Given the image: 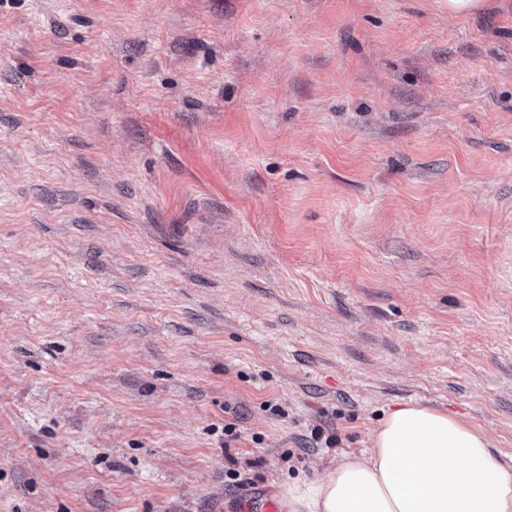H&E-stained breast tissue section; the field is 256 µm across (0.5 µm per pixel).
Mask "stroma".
I'll list each match as a JSON object with an SVG mask.
<instances>
[{"label": "stroma", "mask_w": 512, "mask_h": 512, "mask_svg": "<svg viewBox=\"0 0 512 512\" xmlns=\"http://www.w3.org/2000/svg\"><path fill=\"white\" fill-rule=\"evenodd\" d=\"M409 404L512 457V0H0V512H228Z\"/></svg>", "instance_id": "obj_1"}]
</instances>
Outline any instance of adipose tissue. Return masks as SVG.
Masks as SVG:
<instances>
[{"instance_id": "obj_1", "label": "adipose tissue", "mask_w": 512, "mask_h": 512, "mask_svg": "<svg viewBox=\"0 0 512 512\" xmlns=\"http://www.w3.org/2000/svg\"><path fill=\"white\" fill-rule=\"evenodd\" d=\"M283 490L289 512H512V462L479 426L409 405L385 416L368 451Z\"/></svg>"}]
</instances>
